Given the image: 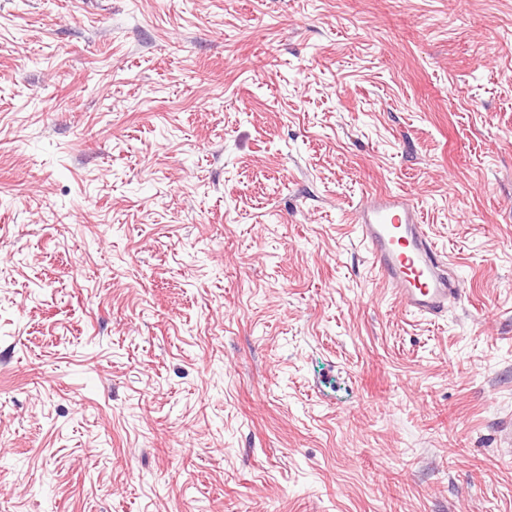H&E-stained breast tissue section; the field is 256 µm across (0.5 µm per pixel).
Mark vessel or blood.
Wrapping results in <instances>:
<instances>
[{
  "label": "vessel or blood",
  "mask_w": 512,
  "mask_h": 512,
  "mask_svg": "<svg viewBox=\"0 0 512 512\" xmlns=\"http://www.w3.org/2000/svg\"><path fill=\"white\" fill-rule=\"evenodd\" d=\"M356 226L383 280L410 314L446 315L458 290L421 213L399 192L381 191L357 208Z\"/></svg>",
  "instance_id": "vessel-or-blood-1"
}]
</instances>
